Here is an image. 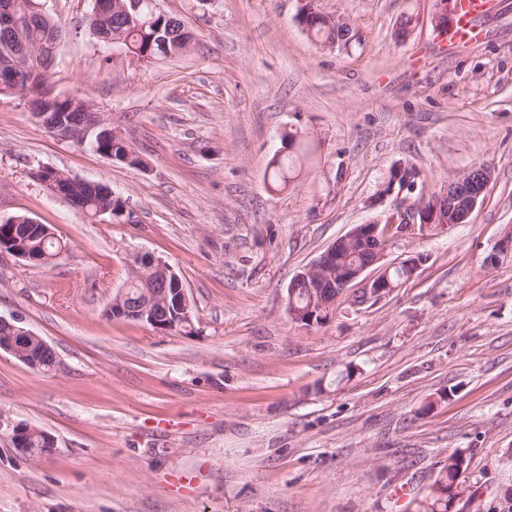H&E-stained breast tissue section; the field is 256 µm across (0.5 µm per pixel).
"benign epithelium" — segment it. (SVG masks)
<instances>
[{"label":"benign epithelium","instance_id":"7a95c632","mask_svg":"<svg viewBox=\"0 0 512 512\" xmlns=\"http://www.w3.org/2000/svg\"><path fill=\"white\" fill-rule=\"evenodd\" d=\"M436 10L432 22L436 30L445 31L456 13V0H435ZM146 0H121L114 3L112 0H94V16L103 25H108L112 14L120 12L126 20V26L131 29H143L148 26L150 20L145 13ZM327 25L336 30V38L323 43L325 47H336L351 40V27L339 18L324 16ZM21 20L14 0H0V33L9 37L20 29ZM39 50L21 42L16 52L4 59H0V91L3 93H20L28 101L33 117L51 134L62 139L73 140L80 143H93L96 129L104 124L101 115H95V120L74 128L63 121V118L54 115L47 107L57 100L65 99V96L54 92L50 76H45V92L41 95H33L28 90L14 84L13 75L18 69H27L34 77L43 74L41 66L36 62ZM394 171L405 175L404 184L400 193L390 191L395 200H402L403 192H414L417 189L419 173L408 163H399L394 166ZM493 178V170L484 164L472 168L463 173L457 180L449 183L443 191L425 199L415 208H398V212L404 218L400 232L406 233L415 228L420 230L446 229L453 224L465 223L475 210L481 196ZM45 184L70 203L78 201L69 192L71 186H81L95 193L112 195V190L107 186L87 181L85 179L54 171L53 175L45 180ZM388 243L384 242L380 234V223L372 221L366 224H358L346 235L336 239L310 266L305 268L293 280L290 288V297H295L298 288L307 289L306 299L308 305L301 308L291 306V317L298 323L314 322L315 316L332 306L335 298L323 293L325 288H336L339 292L347 291L355 286H360L366 297L380 299L394 289L388 273L392 265L383 263ZM352 252H363L370 255L367 263H352L343 266L338 265L339 260ZM376 268L374 275H367V271ZM130 275L140 279H158L164 283H172L173 288H160L156 293L137 307L126 308L122 305L124 292H119L112 300L110 308L114 312L128 320L144 322L157 330L169 329V297H174V302L180 307L185 316H190L191 307L186 289L182 288L180 279L172 272L170 266L150 258L146 255H135L129 260ZM0 329L4 331L6 339L0 340V351L7 352L15 358L25 362L35 369L38 366V355L51 349L42 337L29 329L19 325L15 318L0 316Z\"/></svg>","mask_w":512,"mask_h":512}]
</instances>
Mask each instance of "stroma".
<instances>
[{
  "label": "stroma",
  "instance_id": "1",
  "mask_svg": "<svg viewBox=\"0 0 512 512\" xmlns=\"http://www.w3.org/2000/svg\"><path fill=\"white\" fill-rule=\"evenodd\" d=\"M38 2L63 32L55 93L90 99L143 165L0 95V222L33 217L68 246L47 266L0 253V315L57 357L43 374L0 352V512H414L457 449L477 501L452 512H501L512 256L486 258L512 236V0H489L470 44L441 39L434 0H315L351 24L346 48L314 41L298 0H156L193 36L156 63L91 35L93 0ZM291 132L312 156L275 186ZM401 162L417 189L375 200ZM480 163L494 177L467 223L390 246L387 262L419 259L398 288L291 319L290 280L337 238ZM40 166L107 184L128 218H86ZM135 253L180 277L194 334L105 316ZM16 425L55 451L22 453Z\"/></svg>",
  "mask_w": 512,
  "mask_h": 512
}]
</instances>
